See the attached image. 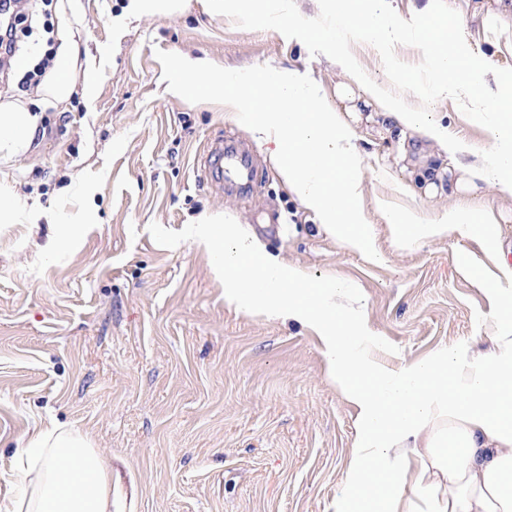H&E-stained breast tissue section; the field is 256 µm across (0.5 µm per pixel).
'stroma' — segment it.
Here are the masks:
<instances>
[{
  "label": "stroma",
  "instance_id": "1",
  "mask_svg": "<svg viewBox=\"0 0 512 512\" xmlns=\"http://www.w3.org/2000/svg\"><path fill=\"white\" fill-rule=\"evenodd\" d=\"M288 0H268L252 24L208 12L206 0L149 19L113 18L125 0H53L45 29L20 34L36 58L46 28L78 10L81 43L108 64L92 100L43 105V133L18 160L0 159L32 213L0 223V498L17 444L48 422L88 433L112 468L121 512H332L345 490L356 440L355 406L326 375L318 341L299 324L239 312L206 254L182 235L198 215L225 210L268 251L330 285H353L354 316L390 370L459 344L482 348L501 322L481 286L496 267L481 236L442 238L414 250L390 241L379 206L432 218L457 199L447 154L416 133L346 113L362 159L364 216L375 254L342 248L320 232L278 178L250 132L223 102L167 95L184 54L217 70H298L336 101L323 16L306 39L288 33ZM413 106L480 158L478 114L436 100ZM249 146L260 189L244 194L219 173H197L215 141ZM440 171L436 193L419 174ZM492 211L512 248V197L478 186L469 197ZM89 230L76 250L46 253L65 225ZM472 259L459 266L460 252Z\"/></svg>",
  "mask_w": 512,
  "mask_h": 512
}]
</instances>
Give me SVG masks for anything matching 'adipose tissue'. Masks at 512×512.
<instances>
[{
    "label": "adipose tissue",
    "mask_w": 512,
    "mask_h": 512,
    "mask_svg": "<svg viewBox=\"0 0 512 512\" xmlns=\"http://www.w3.org/2000/svg\"><path fill=\"white\" fill-rule=\"evenodd\" d=\"M310 2L335 18L337 30L379 53L405 39L422 49L435 95L488 113L481 163L467 161L468 147L449 139L447 127L419 122L403 80L389 91L371 86L341 39L332 54L343 75L334 109L296 70H263L264 96L258 100L201 57H183L184 76L172 80L168 92L223 99L320 231L350 251L373 253L374 236L363 224L360 157L342 104L364 99L382 117L448 151L468 181L512 196V101L498 95L512 86V71L480 60L466 26H433L437 0H424L407 20L396 14L393 0ZM76 24L69 18L58 29L53 65L35 91L38 98L61 105L76 95L92 96L106 57L81 56ZM41 120L22 101L0 103V156L23 157ZM381 215L402 250L444 237L464 240L477 231L488 248L497 244V225L479 224L477 211L462 202L430 221L387 205ZM185 236L207 254L213 275L224 282L226 302L313 331L329 379L356 406L349 480L333 512H415L414 491L425 512H512V322L498 327L485 351L445 347L389 371L367 351L365 323L347 312L356 301L347 284L322 286L269 253L226 212L202 214L186 226ZM15 462L18 478L0 499V512H112V475L87 433L54 423L37 428L19 442Z\"/></svg>",
    "instance_id": "adipose-tissue-1"
}]
</instances>
